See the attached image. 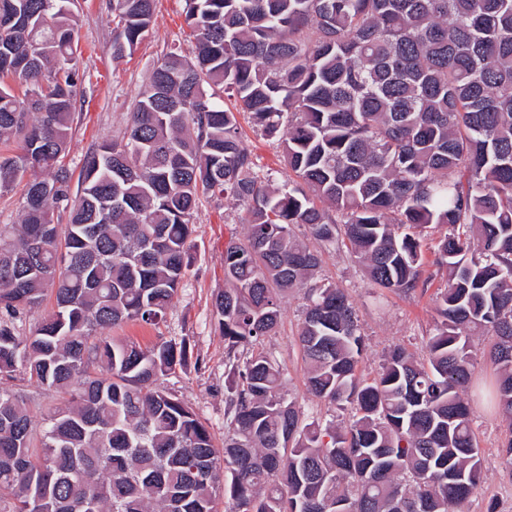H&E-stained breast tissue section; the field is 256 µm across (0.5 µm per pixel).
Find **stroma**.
I'll return each mask as SVG.
<instances>
[{
	"instance_id": "1",
	"label": "stroma",
	"mask_w": 512,
	"mask_h": 512,
	"mask_svg": "<svg viewBox=\"0 0 512 512\" xmlns=\"http://www.w3.org/2000/svg\"><path fill=\"white\" fill-rule=\"evenodd\" d=\"M184 0H156L152 24L136 50L122 59L112 57L110 0H75L78 50L86 71L80 95V117L73 128L66 162L80 170L84 155L103 142L123 135L139 92L163 53L171 46L189 47L190 33L184 21ZM255 167L274 185L288 180L276 142L257 131L248 114L238 116ZM242 208L225 199L202 197L191 222V264L165 319L155 326L128 322L115 328L114 336L148 346L159 339H186L189 356L176 374L161 378L208 426L216 446L224 444V337L213 313V298L224 287V249L244 237ZM317 278L345 289L350 295L366 336L359 364L363 377H373L383 354L396 345L424 355L428 336L437 321L434 279L426 292L404 294L376 287L362 266L347 253L321 249ZM304 303L302 292L288 294L282 302L283 317L276 334L257 342L256 350L272 355L286 373V388L305 414L342 421L336 411L312 397L305 384L304 365L298 346V329ZM472 429L482 450L485 481L480 491L463 505L464 512H512V473L503 463L502 443L511 429L494 411L472 402Z\"/></svg>"
}]
</instances>
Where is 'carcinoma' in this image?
Wrapping results in <instances>:
<instances>
[{"instance_id": "obj_1", "label": "carcinoma", "mask_w": 512, "mask_h": 512, "mask_svg": "<svg viewBox=\"0 0 512 512\" xmlns=\"http://www.w3.org/2000/svg\"><path fill=\"white\" fill-rule=\"evenodd\" d=\"M191 51L154 66L120 139L65 163L85 81L73 0H0V381L60 402L35 425L0 386V512H461L484 480L467 392L470 337L494 336L495 406L512 425V0H184ZM155 0H112V57L132 54ZM234 99L224 107L221 94ZM282 147L294 179L258 175L237 114ZM244 206L214 299L224 335V447L159 380L186 340L106 335L158 324L189 265L200 194ZM68 214L55 222V210ZM350 246L379 288L411 294L424 230L444 287L427 361L392 347L371 380L341 288L310 283L318 252ZM305 289L298 341L316 399L299 410L276 360L246 347L276 332ZM55 296L36 331L25 310ZM21 192L16 189L0 196V228L11 227L20 222ZM55 309V299L48 298L41 306L26 311L16 322L18 336H30Z\"/></svg>"}]
</instances>
